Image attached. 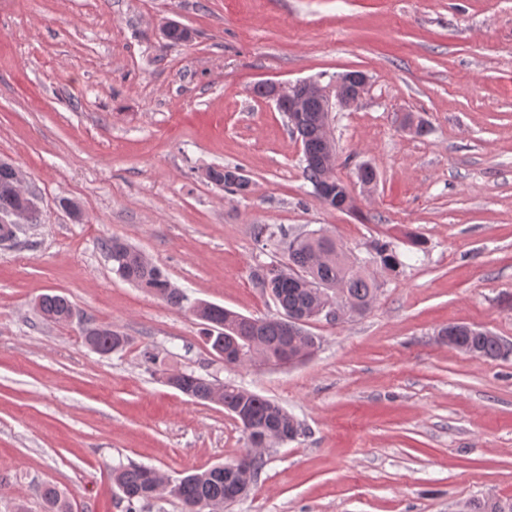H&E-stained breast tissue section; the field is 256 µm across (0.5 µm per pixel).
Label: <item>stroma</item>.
Here are the masks:
<instances>
[{"instance_id": "1", "label": "stroma", "mask_w": 512, "mask_h": 512, "mask_svg": "<svg viewBox=\"0 0 512 512\" xmlns=\"http://www.w3.org/2000/svg\"><path fill=\"white\" fill-rule=\"evenodd\" d=\"M169 21L191 40L166 41ZM354 70L368 91L331 122L354 200L341 212L253 88ZM1 160L41 218L0 242V512H47V484L71 512H125L118 465L177 479L237 459L238 423L165 385L173 371L243 385L302 424L224 512L512 502V356L438 337L466 323L512 345V0H0ZM227 164L246 194L207 182ZM259 225L326 229L379 286L364 314L310 321L320 347L291 368L225 365L198 319L116 276L101 246L125 240L190 299L273 316L253 273L285 256ZM377 240L396 245L397 272L371 262ZM54 293L72 321L41 318ZM87 324L126 347L97 353Z\"/></svg>"}]
</instances>
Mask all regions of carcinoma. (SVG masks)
I'll list each match as a JSON object with an SVG mask.
<instances>
[{
  "label": "carcinoma",
  "instance_id": "obj_1",
  "mask_svg": "<svg viewBox=\"0 0 512 512\" xmlns=\"http://www.w3.org/2000/svg\"><path fill=\"white\" fill-rule=\"evenodd\" d=\"M305 157L303 176L310 182L321 200L336 209H352L353 205H343L346 184L339 181H327L325 165L324 131L318 113L308 112L297 127ZM238 166L225 165L206 171L208 182L224 188L230 194L243 195L249 188V180L236 179L233 171ZM14 166L0 162V213L10 212L22 204L21 197L15 192ZM283 252L287 257L288 277H274L265 280L260 274H254L258 287L270 294L279 308V315L263 318L261 328H255V318L237 313L220 305L202 315L201 335L212 351H236L245 349L244 356L231 361L238 367L252 366L258 360H271L283 348L292 354L308 355L320 346L318 337L304 327L292 322V318L308 315L321 304L320 292L328 291L335 299L344 301L357 314L366 312L377 296L376 283L364 276L349 261L336 239L323 230L311 231L292 239L281 235ZM112 261V272L119 278L135 284L151 293L169 306L193 312V303L183 290L177 288L169 276L150 262L139 250L113 237L102 243ZM373 259L385 269L394 271L400 266V260L393 245L386 241L371 244ZM42 318L53 323H66L73 305L65 296L44 294L38 303ZM84 335L96 337V344L112 343V350L124 347L126 339L117 331H109L100 326L85 328ZM441 341L460 351L470 352L479 358L497 359L505 356L509 348L494 333L478 329L467 324L453 323L439 332ZM181 390L188 392V398L197 402L212 400L214 386L209 380L193 372H173L165 374ZM222 400L224 410L245 409L251 416V423L243 427L250 447H258L263 437L270 433H279L290 441L300 435V422L280 404L265 396L233 382L223 385ZM265 461L258 460L245 453L239 458V472L232 473L218 465L202 472L187 474L180 478L177 499L186 512H224V505L238 498L239 473L251 474L250 484H255ZM113 481L128 503L129 512H136L135 502L149 500L165 494L164 478L144 465L130 464L113 469ZM49 512H68L66 502L60 491L53 485H47L42 491Z\"/></svg>",
  "mask_w": 512,
  "mask_h": 512
}]
</instances>
